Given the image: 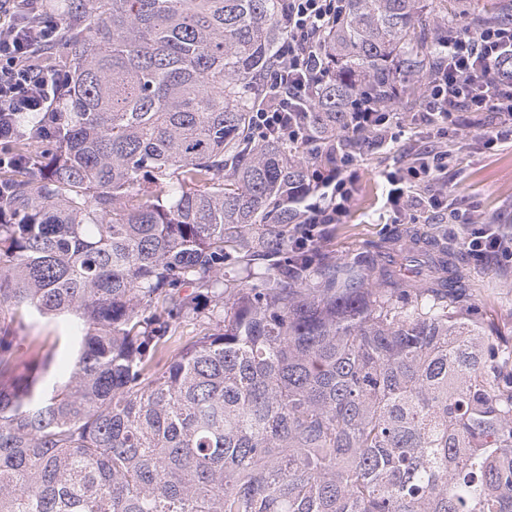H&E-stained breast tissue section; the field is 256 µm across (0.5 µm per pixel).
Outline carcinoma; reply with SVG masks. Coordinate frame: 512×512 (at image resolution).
Wrapping results in <instances>:
<instances>
[{
  "label": "carcinoma",
  "instance_id": "obj_1",
  "mask_svg": "<svg viewBox=\"0 0 512 512\" xmlns=\"http://www.w3.org/2000/svg\"><path fill=\"white\" fill-rule=\"evenodd\" d=\"M286 0H68L59 111L0 166V512H512V345L448 258L354 278L296 212L349 127L438 62L427 0H347L296 145L252 116ZM212 298L201 313L198 300ZM73 322L18 371L24 317ZM200 336L166 337L186 315Z\"/></svg>",
  "mask_w": 512,
  "mask_h": 512
}]
</instances>
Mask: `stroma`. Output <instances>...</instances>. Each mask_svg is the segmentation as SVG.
Returning a JSON list of instances; mask_svg holds the SVG:
<instances>
[{
  "instance_id": "stroma-1",
  "label": "stroma",
  "mask_w": 512,
  "mask_h": 512,
  "mask_svg": "<svg viewBox=\"0 0 512 512\" xmlns=\"http://www.w3.org/2000/svg\"><path fill=\"white\" fill-rule=\"evenodd\" d=\"M474 135L472 129H460L461 147L448 172V181L454 185L457 199L474 207L478 215L495 219L501 231L512 237V143L486 150ZM427 144L426 128L415 125L403 132L394 149L362 150L351 213L344 223L329 229L321 251L337 265L350 266L361 256L387 251L411 238L445 249L463 267L464 288L477 314L492 322L496 335L511 339L512 263L475 261L461 245V226L441 222L439 216L421 210L415 219L398 221L385 207L383 171L406 163L414 149ZM24 324L22 361L53 351V363L45 379H62L76 355L72 325L36 314L25 318Z\"/></svg>"
}]
</instances>
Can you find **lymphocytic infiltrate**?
<instances>
[{
    "label": "lymphocytic infiltrate",
    "instance_id": "lymphocytic-infiltrate-1",
    "mask_svg": "<svg viewBox=\"0 0 512 512\" xmlns=\"http://www.w3.org/2000/svg\"><path fill=\"white\" fill-rule=\"evenodd\" d=\"M345 9L346 0H288L280 62L267 78L264 103L254 116L259 133L274 130L303 138V127L291 118L313 104L329 75L319 46L326 29ZM61 39L49 0H0V144L12 138L18 113L54 111L67 92V73L45 63ZM439 43L442 62L421 85L424 108L414 113V121L440 140L462 112L466 125L480 129L483 147L511 140L512 23H493L472 34L452 30ZM400 126L393 101H380L363 91L353 94V132L381 146L396 142ZM451 160L449 150L440 147L387 172V201L394 215L418 206L447 214L449 223L468 225L464 246L471 256L511 260L512 241L501 235L495 220L474 223L468 208L455 198L446 180ZM356 163L355 155L348 153L340 156L335 169L319 174L318 190L301 213L311 236H321L327 225L347 216L358 178Z\"/></svg>",
    "mask_w": 512,
    "mask_h": 512
}]
</instances>
